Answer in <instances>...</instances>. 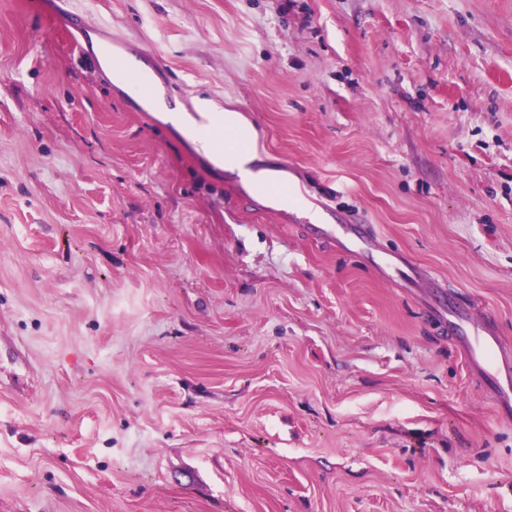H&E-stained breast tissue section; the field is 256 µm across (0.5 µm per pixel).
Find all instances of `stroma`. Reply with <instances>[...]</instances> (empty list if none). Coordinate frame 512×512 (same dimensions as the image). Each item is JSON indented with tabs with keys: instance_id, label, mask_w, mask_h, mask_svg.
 <instances>
[{
	"instance_id": "stroma-1",
	"label": "stroma",
	"mask_w": 512,
	"mask_h": 512,
	"mask_svg": "<svg viewBox=\"0 0 512 512\" xmlns=\"http://www.w3.org/2000/svg\"><path fill=\"white\" fill-rule=\"evenodd\" d=\"M113 55L251 128L304 209L0 0V512H512V0H80ZM370 225L374 259L304 230ZM487 320H475L469 311H459L448 317V328L457 335L456 340L463 350L469 365L492 382L497 388L499 408L512 416V349L499 336L483 329ZM461 322L475 326L473 332L463 329ZM481 328V329H480Z\"/></svg>"
}]
</instances>
